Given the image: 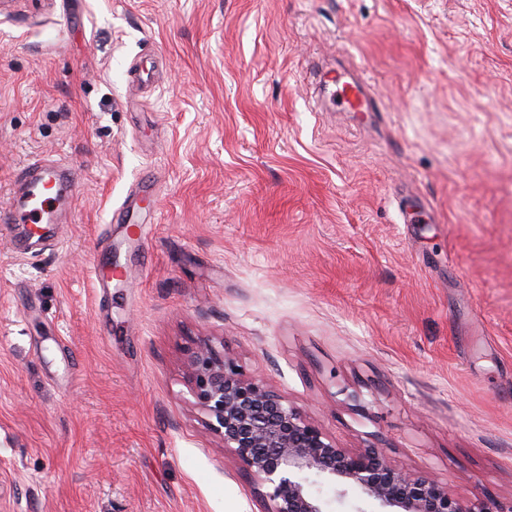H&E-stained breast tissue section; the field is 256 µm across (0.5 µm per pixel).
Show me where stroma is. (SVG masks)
<instances>
[{
	"mask_svg": "<svg viewBox=\"0 0 512 512\" xmlns=\"http://www.w3.org/2000/svg\"><path fill=\"white\" fill-rule=\"evenodd\" d=\"M40 157L77 194L54 246L0 233V512H259L203 338L340 447L512 503V0H0V209ZM320 84L324 89L330 84L336 87V98L346 112H371L373 109L363 83L353 75L328 70L320 77Z\"/></svg>",
	"mask_w": 512,
	"mask_h": 512,
	"instance_id": "stroma-1",
	"label": "stroma"
}]
</instances>
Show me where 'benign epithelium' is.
<instances>
[{"mask_svg":"<svg viewBox=\"0 0 512 512\" xmlns=\"http://www.w3.org/2000/svg\"><path fill=\"white\" fill-rule=\"evenodd\" d=\"M192 404L249 477L260 512H327L313 486L343 498L356 490L370 512H512L495 500L465 502L448 485L400 470L376 447L341 448L235 357L204 342L191 352Z\"/></svg>","mask_w":512,"mask_h":512,"instance_id":"obj_1","label":"benign epithelium"}]
</instances>
